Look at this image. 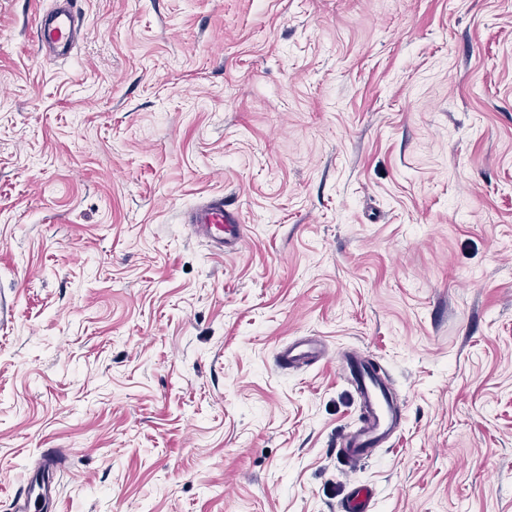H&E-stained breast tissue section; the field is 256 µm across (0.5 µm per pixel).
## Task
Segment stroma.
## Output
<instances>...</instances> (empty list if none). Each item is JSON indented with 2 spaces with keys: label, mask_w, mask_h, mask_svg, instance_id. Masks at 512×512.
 Instances as JSON below:
<instances>
[{
  "label": "stroma",
  "mask_w": 512,
  "mask_h": 512,
  "mask_svg": "<svg viewBox=\"0 0 512 512\" xmlns=\"http://www.w3.org/2000/svg\"><path fill=\"white\" fill-rule=\"evenodd\" d=\"M49 5L0 0V512L48 448L57 512H512V0H80L58 62ZM351 350L403 406L348 467ZM50 11L40 12L34 19V39L38 49H47L58 58H68L76 48L83 31V17L78 0H54ZM185 224L209 239L217 255L237 253L245 239L242 215L238 208H230L224 197L212 198L189 211ZM320 358V351L310 344H289L277 353L278 364L286 369L294 364L317 362ZM374 498L371 488L358 487L344 502L342 512H372Z\"/></svg>",
  "instance_id": "35a3bbf8"
}]
</instances>
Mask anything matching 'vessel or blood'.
<instances>
[{"instance_id": "vessel-or-blood-1", "label": "vessel or blood", "mask_w": 512, "mask_h": 512, "mask_svg": "<svg viewBox=\"0 0 512 512\" xmlns=\"http://www.w3.org/2000/svg\"><path fill=\"white\" fill-rule=\"evenodd\" d=\"M55 6L40 12L34 19V39L38 48L49 50L58 58L70 57L83 31V17L78 0H54ZM186 222L195 234L212 243L215 254H234L245 239L239 209L221 198H213L188 212ZM320 351L313 345L283 347L277 354L281 367L318 361ZM341 368L349 373L360 397L361 426L340 444L342 455L349 459L368 457L373 448L387 442L400 424V402L386 381L359 352L350 351L341 358ZM375 493L367 487L356 488L343 504L342 512H372ZM23 512H46L50 488L46 480L29 479L21 495Z\"/></svg>"}]
</instances>
